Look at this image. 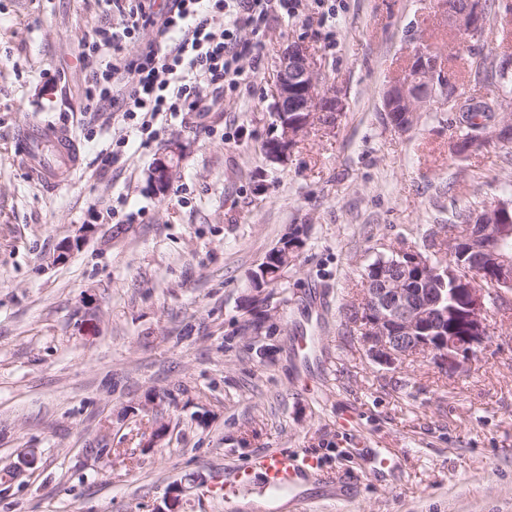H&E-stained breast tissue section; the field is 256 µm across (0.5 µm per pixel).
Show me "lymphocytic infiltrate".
Listing matches in <instances>:
<instances>
[{
	"mask_svg": "<svg viewBox=\"0 0 512 512\" xmlns=\"http://www.w3.org/2000/svg\"><path fill=\"white\" fill-rule=\"evenodd\" d=\"M119 20L96 25L81 39L86 63L85 93L95 112H120L136 121L143 145L161 128L159 119L200 112L208 93L238 98L254 92V77L243 61L258 57L268 23L298 16L303 0H105ZM224 26L215 29L214 16ZM153 37L135 56L127 42L143 31ZM250 39H243L242 31Z\"/></svg>",
	"mask_w": 512,
	"mask_h": 512,
	"instance_id": "1",
	"label": "lymphocytic infiltrate"
}]
</instances>
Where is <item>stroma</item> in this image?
Masks as SVG:
<instances>
[{
    "mask_svg": "<svg viewBox=\"0 0 512 512\" xmlns=\"http://www.w3.org/2000/svg\"><path fill=\"white\" fill-rule=\"evenodd\" d=\"M486 2L481 35L462 43L438 0H336L331 19L307 0L267 31L255 95L210 93L144 148L85 98L79 40L111 20L104 0H0V512H512V301L457 373L426 354L375 362L344 317L376 257L426 251L454 208L512 192L506 147L455 154L443 102L403 133L383 112L420 39L459 91L488 93L469 62L512 58V0ZM297 40L344 109L279 163L261 144ZM27 120L77 138L81 161L57 188L18 158ZM121 134V158L102 166ZM174 142L159 196L149 171ZM297 226L303 248L254 307L251 273ZM270 450L316 460L317 476L295 498L256 475L225 503L218 486Z\"/></svg>",
    "mask_w": 512,
    "mask_h": 512,
    "instance_id": "35a3bbf8",
    "label": "stroma"
}]
</instances>
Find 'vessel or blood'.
Instances as JSON below:
<instances>
[{"mask_svg": "<svg viewBox=\"0 0 512 512\" xmlns=\"http://www.w3.org/2000/svg\"><path fill=\"white\" fill-rule=\"evenodd\" d=\"M18 155L37 178L49 185L62 182L80 161V150L64 127L26 123L18 139ZM257 467L266 489L273 492L297 491L304 478L315 475L313 460L282 452L259 457Z\"/></svg>", "mask_w": 512, "mask_h": 512, "instance_id": "vessel-or-blood-1", "label": "vessel or blood"}]
</instances>
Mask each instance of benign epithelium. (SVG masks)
Wrapping results in <instances>:
<instances>
[{
  "mask_svg": "<svg viewBox=\"0 0 512 512\" xmlns=\"http://www.w3.org/2000/svg\"><path fill=\"white\" fill-rule=\"evenodd\" d=\"M442 11L448 27L465 41L483 30L486 15L481 0L447 2ZM442 60L440 52L422 42L407 63L406 78L388 87L383 98L384 111L401 113L391 123L394 130H409L417 112L435 100L446 102L450 111H461L463 100L456 85L444 80ZM273 99L280 132L269 139L267 150L271 157L282 160L319 122V117L327 116L323 126L332 127L343 110L336 93L322 89L313 57L302 43L290 44L282 51ZM492 108L497 112V120L482 130L479 139L507 143L512 140V100L497 98ZM178 155L179 149L173 145L152 167L149 179L157 192H166L175 174ZM469 222L472 238L489 243L482 255L471 259L472 265L486 269L487 286L477 288L470 278L443 265L430 273L432 287L410 288L407 275L397 274L405 264L393 261L384 265L377 286L372 289L374 308L368 312L373 330L366 337V344L375 360L392 362L424 350L438 368L455 373L485 343L487 293L512 298V254L502 249L512 238V207L507 203L486 205L473 210ZM445 324L448 335H433L442 331Z\"/></svg>",
  "mask_w": 512,
  "mask_h": 512,
  "instance_id": "1",
  "label": "benign epithelium"
}]
</instances>
